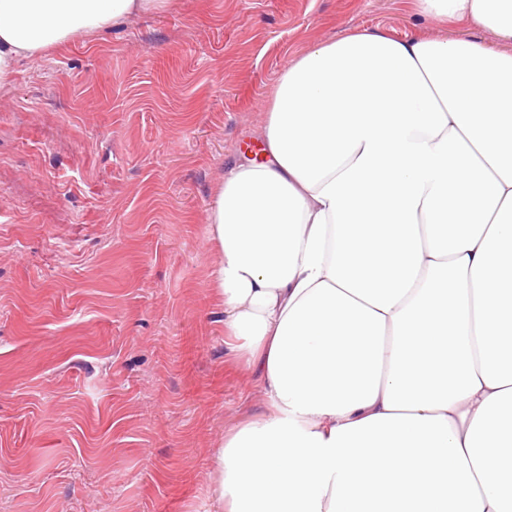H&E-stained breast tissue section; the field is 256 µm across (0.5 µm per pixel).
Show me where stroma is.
I'll list each match as a JSON object with an SVG mask.
<instances>
[{
  "mask_svg": "<svg viewBox=\"0 0 512 512\" xmlns=\"http://www.w3.org/2000/svg\"><path fill=\"white\" fill-rule=\"evenodd\" d=\"M415 0H173L0 87V512H216L224 434L261 410L224 352L207 214L287 62Z\"/></svg>",
  "mask_w": 512,
  "mask_h": 512,
  "instance_id": "1",
  "label": "stroma"
}]
</instances>
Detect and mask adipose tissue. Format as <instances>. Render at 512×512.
<instances>
[{"mask_svg": "<svg viewBox=\"0 0 512 512\" xmlns=\"http://www.w3.org/2000/svg\"><path fill=\"white\" fill-rule=\"evenodd\" d=\"M168 6L0 0V83ZM417 14L478 34L287 63L208 211L224 344L263 401L220 447L223 512H512V0Z\"/></svg>", "mask_w": 512, "mask_h": 512, "instance_id": "adipose-tissue-1", "label": "adipose tissue"}]
</instances>
